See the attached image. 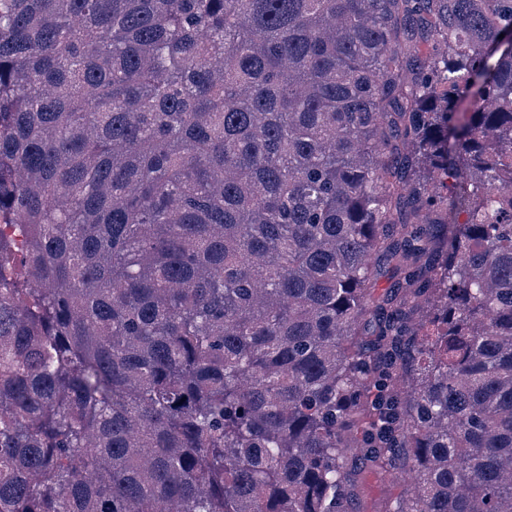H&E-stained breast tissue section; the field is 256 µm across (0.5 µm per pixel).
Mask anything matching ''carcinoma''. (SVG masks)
I'll return each mask as SVG.
<instances>
[{"mask_svg": "<svg viewBox=\"0 0 512 512\" xmlns=\"http://www.w3.org/2000/svg\"><path fill=\"white\" fill-rule=\"evenodd\" d=\"M510 35L0 0V512H512ZM410 487L409 482L384 480L377 475L365 471L359 490V512L381 511L389 499L396 497L400 492Z\"/></svg>", "mask_w": 512, "mask_h": 512, "instance_id": "cac0c4a2", "label": "carcinoma"}]
</instances>
